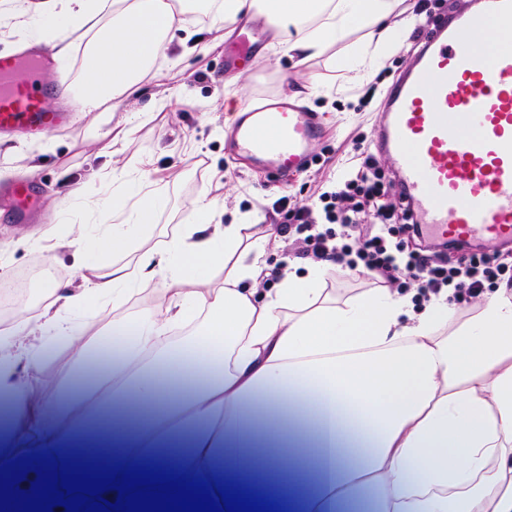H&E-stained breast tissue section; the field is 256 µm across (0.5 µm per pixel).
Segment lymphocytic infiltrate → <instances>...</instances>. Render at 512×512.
Listing matches in <instances>:
<instances>
[{
	"label": "lymphocytic infiltrate",
	"mask_w": 512,
	"mask_h": 512,
	"mask_svg": "<svg viewBox=\"0 0 512 512\" xmlns=\"http://www.w3.org/2000/svg\"><path fill=\"white\" fill-rule=\"evenodd\" d=\"M397 195L394 181L366 150L358 155L354 172L335 181L313 203L298 205L284 195L273 201L272 209L299 236L295 257L331 261L358 276L388 283L407 273L417 289L412 301L418 307L441 295L456 303L499 283L512 287V266L498 254H472L452 264L443 249L411 246L419 229Z\"/></svg>",
	"instance_id": "lymphocytic-infiltrate-1"
}]
</instances>
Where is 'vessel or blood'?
I'll return each mask as SVG.
<instances>
[{
    "label": "vessel or blood",
    "instance_id": "vessel-or-blood-1",
    "mask_svg": "<svg viewBox=\"0 0 512 512\" xmlns=\"http://www.w3.org/2000/svg\"><path fill=\"white\" fill-rule=\"evenodd\" d=\"M512 32V0L444 19L413 66L393 83L375 147L397 172V188L423 238L467 246L512 244V45L484 58L471 40L486 17ZM52 58L41 49L0 53V136L42 137L66 125L74 110L60 86L43 79ZM57 97V110L46 107ZM315 116L274 97L243 108L232 129L234 153L277 178L311 160L319 136ZM35 188L19 178L0 185L15 220H28Z\"/></svg>",
    "mask_w": 512,
    "mask_h": 512
}]
</instances>
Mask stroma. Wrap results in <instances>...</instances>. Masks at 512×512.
I'll return each mask as SVG.
<instances>
[{"instance_id":"1","label":"stroma","mask_w":512,"mask_h":512,"mask_svg":"<svg viewBox=\"0 0 512 512\" xmlns=\"http://www.w3.org/2000/svg\"><path fill=\"white\" fill-rule=\"evenodd\" d=\"M246 29L260 33L257 51L265 60L251 66L248 79L238 81L224 60L238 33ZM228 31L223 48L211 53L187 54L179 42L170 44L166 51L170 77L164 85L149 80L145 87L147 92L163 93L171 104L150 123H141L139 106L131 102L107 116L73 113L67 127L37 140L11 138L19 153L14 157L0 153V183L23 177L40 189L37 221L21 223L0 214V242L8 246L4 257L14 274L39 267L51 271L56 279L74 276L72 251L47 252L17 245L16 240L24 232L49 229L68 206L70 193L96 196L101 172L119 181L138 176L148 185L155 183L154 171L164 174V183H155L160 189L155 239L172 234L178 225L194 223L193 202L206 194L223 207L224 222L257 224L267 230L272 244L270 263L279 264L292 255L296 244L281 233L282 217L270 212L271 203L284 194L301 203L312 202L321 185L336 180L354 155L374 146L388 91L397 76L413 64L417 48L406 43L382 71L361 86L342 82L323 57L305 68V78L320 92L305 109L317 115L321 133L310 149L311 164L279 188L270 172L231 154L226 135L237 118L236 108L287 94L297 74L286 56L269 54L273 31L262 20L240 19L229 25ZM117 124L131 128L132 134L115 160L106 146ZM139 156L150 158L153 173L138 175L127 168V161Z\"/></svg>"}]
</instances>
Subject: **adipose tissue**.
<instances>
[{
    "label": "adipose tissue",
    "mask_w": 512,
    "mask_h": 512,
    "mask_svg": "<svg viewBox=\"0 0 512 512\" xmlns=\"http://www.w3.org/2000/svg\"><path fill=\"white\" fill-rule=\"evenodd\" d=\"M199 10L265 18L296 69L346 43L332 65L359 81L416 19L404 0H0V30L62 63L82 51L84 111L116 112L145 78L165 80L176 17ZM158 202L130 181L78 200L36 240L73 249L80 282L51 280L35 314L0 325V466L84 444L234 482L287 512H512L511 288L461 322L446 299L416 312L387 288L336 300L329 261L289 263L268 288V242L251 225L219 223L202 195L196 223L156 242ZM156 278L165 304L122 313ZM109 306L108 328L81 327ZM49 362L59 388L34 395L20 374Z\"/></svg>",
    "instance_id": "1"
}]
</instances>
